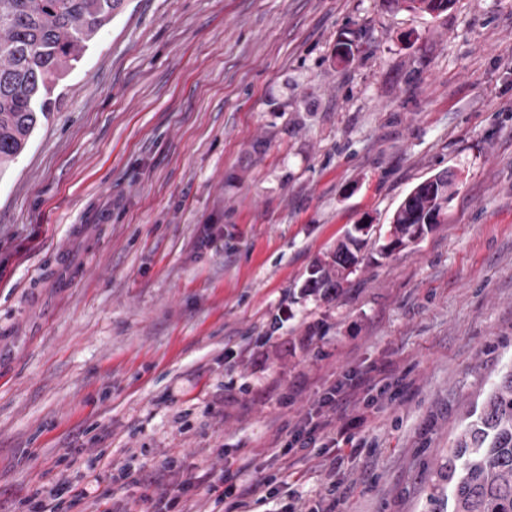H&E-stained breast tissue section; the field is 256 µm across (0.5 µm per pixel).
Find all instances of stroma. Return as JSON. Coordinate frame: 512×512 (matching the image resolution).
<instances>
[{
	"mask_svg": "<svg viewBox=\"0 0 512 512\" xmlns=\"http://www.w3.org/2000/svg\"><path fill=\"white\" fill-rule=\"evenodd\" d=\"M59 92L0 174V512L60 484L149 512L151 477L212 512L211 471L279 473L275 436L340 383L297 512H430L512 370V0H124ZM441 170L440 224L383 254ZM358 224L362 263L305 295Z\"/></svg>",
	"mask_w": 512,
	"mask_h": 512,
	"instance_id": "35a3bbf8",
	"label": "stroma"
}]
</instances>
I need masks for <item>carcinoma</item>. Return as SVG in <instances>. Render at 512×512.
<instances>
[{
	"instance_id": "obj_1",
	"label": "carcinoma",
	"mask_w": 512,
	"mask_h": 512,
	"mask_svg": "<svg viewBox=\"0 0 512 512\" xmlns=\"http://www.w3.org/2000/svg\"><path fill=\"white\" fill-rule=\"evenodd\" d=\"M427 14L454 0H394ZM123 0H0V171L20 156L41 121L54 111L59 83L112 21ZM455 193L422 182L395 210L390 235L401 243L421 238L440 223ZM364 239L351 233L310 269L304 291L328 302L359 263ZM448 448V490L433 486L430 500L448 512H512V369Z\"/></svg>"
}]
</instances>
